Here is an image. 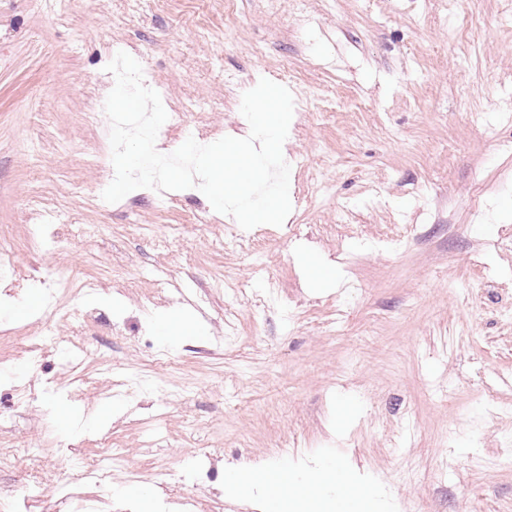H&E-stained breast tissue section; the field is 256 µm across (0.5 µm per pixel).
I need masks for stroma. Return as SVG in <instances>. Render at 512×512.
Here are the masks:
<instances>
[{"label":"stroma","instance_id":"stroma-1","mask_svg":"<svg viewBox=\"0 0 512 512\" xmlns=\"http://www.w3.org/2000/svg\"><path fill=\"white\" fill-rule=\"evenodd\" d=\"M0 0V237L23 265L90 285L67 321L43 293L0 306V512L26 484L29 512L95 495L69 469L108 463L99 512L129 488L164 512H252L224 488L241 460L278 469L316 455L372 474L399 512H512V13L503 0ZM136 59L208 142L244 133V92L289 61L294 112L282 152L286 228L251 229L203 194L134 191L115 176L95 112L113 51ZM67 215L49 247L32 225ZM332 265L310 286L300 254ZM172 311L192 334L161 335ZM80 334L67 365L18 352ZM169 359L154 362L152 350ZM142 377L115 400L114 375ZM69 410L68 421L59 411ZM61 344L66 346L68 355L76 350L84 351V347L76 343L70 336H36L25 347L24 361L28 366L39 368L46 346H60Z\"/></svg>","mask_w":512,"mask_h":512}]
</instances>
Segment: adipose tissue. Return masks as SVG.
<instances>
[{"label":"adipose tissue","mask_w":512,"mask_h":512,"mask_svg":"<svg viewBox=\"0 0 512 512\" xmlns=\"http://www.w3.org/2000/svg\"><path fill=\"white\" fill-rule=\"evenodd\" d=\"M224 483L238 494L274 512H336L338 501H350L354 512H390L392 505L373 479L338 481L335 466L312 460L296 471L293 482L275 472L242 462L224 472Z\"/></svg>","instance_id":"adipose-tissue-1"}]
</instances>
